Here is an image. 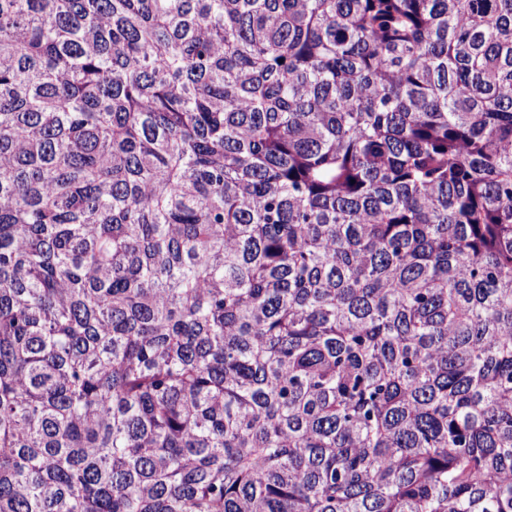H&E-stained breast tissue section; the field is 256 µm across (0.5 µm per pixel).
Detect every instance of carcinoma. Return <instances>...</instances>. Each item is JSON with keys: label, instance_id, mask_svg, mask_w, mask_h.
Masks as SVG:
<instances>
[{"label": "carcinoma", "instance_id": "carcinoma-1", "mask_svg": "<svg viewBox=\"0 0 512 512\" xmlns=\"http://www.w3.org/2000/svg\"><path fill=\"white\" fill-rule=\"evenodd\" d=\"M0 512H512V0H0Z\"/></svg>", "mask_w": 512, "mask_h": 512}]
</instances>
